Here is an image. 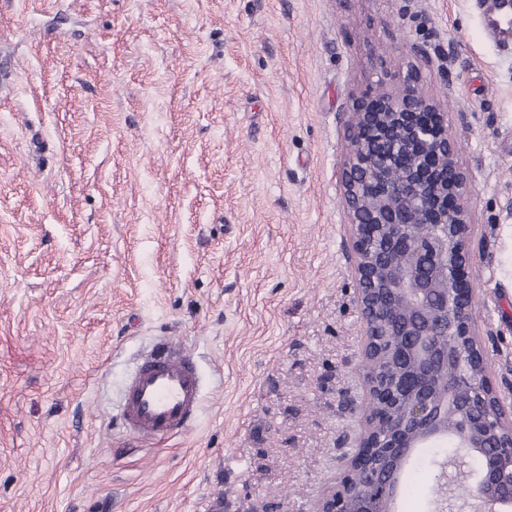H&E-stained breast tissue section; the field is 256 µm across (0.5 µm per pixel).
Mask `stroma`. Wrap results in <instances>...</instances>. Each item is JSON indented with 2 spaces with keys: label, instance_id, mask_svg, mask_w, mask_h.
Here are the masks:
<instances>
[{
  "label": "stroma",
  "instance_id": "obj_1",
  "mask_svg": "<svg viewBox=\"0 0 512 512\" xmlns=\"http://www.w3.org/2000/svg\"><path fill=\"white\" fill-rule=\"evenodd\" d=\"M410 70L512 379V51L476 0H0V512H313L366 398L346 114ZM164 340L205 387L144 446L114 413Z\"/></svg>",
  "mask_w": 512,
  "mask_h": 512
}]
</instances>
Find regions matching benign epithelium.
Returning <instances> with one entry per match:
<instances>
[{"label":"benign epithelium","instance_id":"1","mask_svg":"<svg viewBox=\"0 0 512 512\" xmlns=\"http://www.w3.org/2000/svg\"><path fill=\"white\" fill-rule=\"evenodd\" d=\"M342 170L349 257L363 318V380L374 412L315 512H393L405 465L447 436L474 452L492 448L470 498L512 512V405L495 388L475 298L470 177L444 113L417 75L353 104ZM416 224H433L420 236ZM396 360L378 368L380 343Z\"/></svg>","mask_w":512,"mask_h":512}]
</instances>
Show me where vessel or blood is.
Masks as SVG:
<instances>
[{
	"label": "vessel or blood",
	"mask_w": 512,
	"mask_h": 512,
	"mask_svg": "<svg viewBox=\"0 0 512 512\" xmlns=\"http://www.w3.org/2000/svg\"><path fill=\"white\" fill-rule=\"evenodd\" d=\"M500 48L512 44V0H495L483 19ZM202 382L191 354L161 343L131 375L119 421L127 435L146 441L186 432L196 421Z\"/></svg>",
	"instance_id": "vessel-or-blood-1"
}]
</instances>
